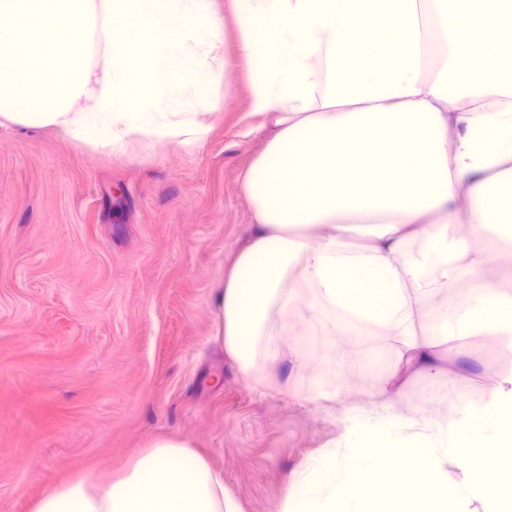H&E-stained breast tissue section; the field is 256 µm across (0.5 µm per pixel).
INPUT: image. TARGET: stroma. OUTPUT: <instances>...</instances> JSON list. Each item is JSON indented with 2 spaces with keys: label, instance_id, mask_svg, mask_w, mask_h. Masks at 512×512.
Segmentation results:
<instances>
[{
  "label": "stroma",
  "instance_id": "35a3bbf8",
  "mask_svg": "<svg viewBox=\"0 0 512 512\" xmlns=\"http://www.w3.org/2000/svg\"><path fill=\"white\" fill-rule=\"evenodd\" d=\"M216 8L224 73L203 143L119 157L0 127V512L119 474L158 438L189 442L240 512H277L339 437L335 411L251 387L214 339V292L253 222L242 174L266 138L230 0ZM312 355L290 386L359 396L356 366Z\"/></svg>",
  "mask_w": 512,
  "mask_h": 512
}]
</instances>
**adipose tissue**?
<instances>
[{
	"mask_svg": "<svg viewBox=\"0 0 512 512\" xmlns=\"http://www.w3.org/2000/svg\"><path fill=\"white\" fill-rule=\"evenodd\" d=\"M231 5L268 137L243 175L254 224L215 292L216 337L252 387L339 406L337 443L291 474L281 512H505L512 365L487 379L475 362L487 336L512 351V269L487 274L512 250V0ZM462 195L471 242L437 219ZM317 336L367 373L358 400L280 380L314 366ZM434 377L445 392L407 399ZM33 512L238 510L189 442L156 439Z\"/></svg>",
	"mask_w": 512,
	"mask_h": 512,
	"instance_id": "1",
	"label": "adipose tissue"
}]
</instances>
